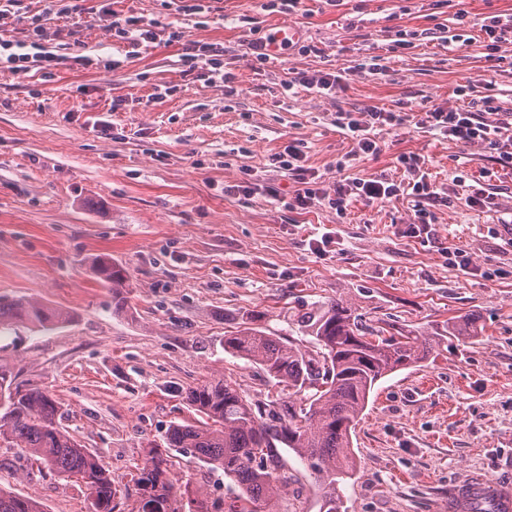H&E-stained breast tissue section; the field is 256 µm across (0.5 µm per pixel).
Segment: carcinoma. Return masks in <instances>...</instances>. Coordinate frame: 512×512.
Wrapping results in <instances>:
<instances>
[{"mask_svg": "<svg viewBox=\"0 0 512 512\" xmlns=\"http://www.w3.org/2000/svg\"><path fill=\"white\" fill-rule=\"evenodd\" d=\"M94 271L112 290V303L127 302L126 272L99 256ZM27 322L44 329L70 321V314L37 302L0 299V330ZM300 328L316 349L295 339L245 327L224 337V351L256 365L289 389L288 399L247 400L224 380L187 389L183 399L201 416L174 422L164 448H153L134 478L137 512H278L280 493L293 475L280 449L308 464L321 480L320 512H347L344 487L355 470L351 436L370 394L387 375L422 360L432 344L419 336L375 327L336 300L304 312ZM59 401L46 388L18 383L0 366V441L18 449L38 471L85 486L93 512H114L118 490L102 459L82 447L64 427ZM196 459L239 488L230 500L213 499L174 478V453ZM0 512H44L41 504L0 486Z\"/></svg>", "mask_w": 512, "mask_h": 512, "instance_id": "carcinoma-1", "label": "carcinoma"}]
</instances>
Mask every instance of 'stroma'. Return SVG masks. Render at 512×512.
<instances>
[{
    "label": "stroma",
    "instance_id": "stroma-1",
    "mask_svg": "<svg viewBox=\"0 0 512 512\" xmlns=\"http://www.w3.org/2000/svg\"><path fill=\"white\" fill-rule=\"evenodd\" d=\"M25 4L61 30L71 58L49 77L0 75V296L72 319L46 331L14 324L0 333V365L55 395L64 426L110 471L114 512H134L133 476L168 425L194 420L182 398L189 387L221 379L252 401L287 398V387L226 353L225 336L255 320L301 338L298 314L331 299L432 342L371 395L352 434L348 512H448L457 486L475 475L512 487V173L480 145L463 149L410 122L382 130L380 153L344 175L398 181L400 155L424 156L448 191L427 243L404 234L410 195L373 208L359 201L339 215L324 205L301 213L267 194L292 193L271 157L295 138L325 183L338 179L336 161L353 143L337 110L403 112L416 98L461 106L457 89L487 64L479 29L449 49L454 11L436 0H302L293 15L215 0L199 16L172 0H96L162 29L180 25L195 45H223L234 76L227 93L197 79L184 45L160 39L130 59L98 16ZM274 24L299 38L262 65L252 45ZM400 29L416 32L413 48L388 52V32ZM309 44L320 55L301 54ZM77 55L93 66L73 64ZM372 55L386 58L385 82L357 77L333 97L292 98L282 87L289 71L333 72ZM113 58L122 68L107 69ZM170 86L175 94L165 95ZM459 172L493 193L491 207L466 206ZM327 231L332 243L316 252L312 240ZM446 247L471 256L469 271L448 266ZM99 254L127 271L123 312L93 271ZM456 317L472 320L474 336L449 335ZM286 459L297 482L280 512H319L317 478L294 454ZM0 484L45 512H91L84 486L31 470L14 448L0 447Z\"/></svg>",
    "mask_w": 512,
    "mask_h": 512
}]
</instances>
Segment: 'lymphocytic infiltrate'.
Returning a JSON list of instances; mask_svg holds the SVG:
<instances>
[{
  "mask_svg": "<svg viewBox=\"0 0 512 512\" xmlns=\"http://www.w3.org/2000/svg\"><path fill=\"white\" fill-rule=\"evenodd\" d=\"M27 19L25 39L0 38L1 74L21 78L34 70L46 73L61 60L60 55L50 49L51 36L39 18L32 16ZM477 24L484 36V47L488 55L496 59L495 65L477 70L470 77L467 90L474 95L470 106L448 111L432 107L425 110L422 122L439 130L455 145L489 146L495 150V161L500 168L512 171V107L504 106L494 95L500 78L512 76V60H505L499 53L502 44H512V8L486 17ZM388 72L383 57L373 56L336 74L320 70L291 71L284 86L292 95L303 90L322 97L346 90L351 76L364 75L383 81L387 79ZM402 123L400 113L376 106L358 112H338L336 125L346 138L352 140L353 147L337 160V171L344 172L363 156L378 154L380 147L376 140L377 131L394 128ZM274 162L276 168L287 173L295 184L291 196L285 202L291 210L307 212L325 203L341 214L360 200L370 205L411 193L415 199L414 216L406 232L414 238L428 234L435 208L448 201L445 189L432 181L424 158L415 154L400 158L407 174L403 182L379 175L352 179L343 177L332 185H323L318 174L307 164L303 140L297 138L289 141L283 151L275 154Z\"/></svg>",
  "mask_w": 512,
  "mask_h": 512,
  "instance_id": "f902f5d3",
  "label": "lymphocytic infiltrate"
}]
</instances>
